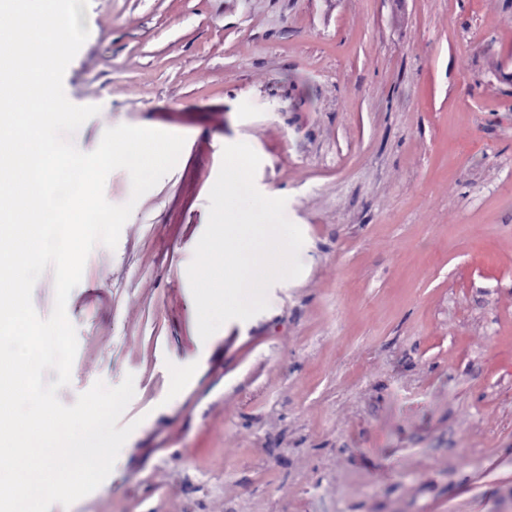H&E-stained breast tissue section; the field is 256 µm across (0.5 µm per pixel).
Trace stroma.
<instances>
[{"label": "stroma", "instance_id": "1", "mask_svg": "<svg viewBox=\"0 0 512 512\" xmlns=\"http://www.w3.org/2000/svg\"><path fill=\"white\" fill-rule=\"evenodd\" d=\"M63 87L184 136L66 312L74 404L133 375L112 473L50 512H512V0H90ZM302 274L201 340L187 267L223 148ZM181 387H174L176 372Z\"/></svg>", "mask_w": 512, "mask_h": 512}]
</instances>
